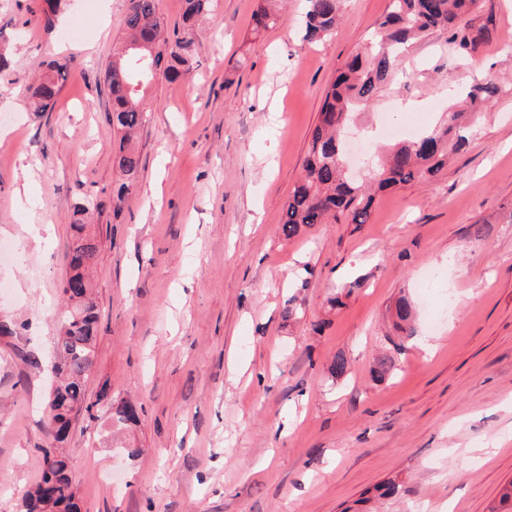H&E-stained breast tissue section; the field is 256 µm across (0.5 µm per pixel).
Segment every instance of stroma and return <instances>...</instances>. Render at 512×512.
I'll return each instance as SVG.
<instances>
[{"mask_svg":"<svg viewBox=\"0 0 512 512\" xmlns=\"http://www.w3.org/2000/svg\"><path fill=\"white\" fill-rule=\"evenodd\" d=\"M260 0H217L195 27L191 70L146 92L140 178L120 206L103 74L129 0H95L82 36L44 28L43 0H0V512H20L50 446L59 291L76 210L99 244V306L86 396L140 408L131 430L80 413L65 442L81 512H490L512 483V0H478L474 42L438 31L410 45L354 120L365 151L417 105L447 122L476 80L500 97L470 145L431 180L380 193L369 223L316 224L284 239L324 92L368 42L387 0H344L329 39H302L306 0L255 30ZM70 76L51 111L20 85L46 61ZM407 297L414 333L393 328ZM299 309L285 321L287 301ZM350 371L332 377L337 352ZM394 368L377 378V357ZM137 456H130V449Z\"/></svg>","mask_w":512,"mask_h":512,"instance_id":"1","label":"stroma"}]
</instances>
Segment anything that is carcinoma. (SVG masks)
<instances>
[{
  "label": "carcinoma",
  "instance_id": "carcinoma-1",
  "mask_svg": "<svg viewBox=\"0 0 512 512\" xmlns=\"http://www.w3.org/2000/svg\"><path fill=\"white\" fill-rule=\"evenodd\" d=\"M343 2L308 0L303 40L332 36ZM214 5L215 0H185L183 31L170 35L157 13V0H129L125 16L128 39L118 48L103 77L112 100V128L121 134L119 151L113 157L114 166L125 179L117 193L119 200L139 179L140 155L132 139L149 121V109L144 103L146 89L159 75L176 80L187 71L198 53L194 24L211 13ZM476 5L477 0H388L370 42L346 64L325 92L320 122L310 134L303 175L283 210L280 231L285 238H294L313 224L342 217L350 224L368 223L374 195L345 170V137L353 118L390 82L399 51L408 42L436 30H447L460 47H466L470 42L468 15ZM278 20L279 16L265 5L259 7L253 18L258 29ZM68 75V65L46 64L38 79L24 87L31 108L36 112L52 108ZM501 91L493 77H484L470 86L466 95L468 107L472 111L483 109ZM461 116L462 113L455 112L448 123L421 132L378 155L372 163L377 189L436 177L447 165L448 155L459 153L469 143L459 123ZM71 229L67 271L61 286L68 310L55 340L57 382L48 403V429L56 443L66 440L72 421L80 412L96 406L105 409L110 426L118 431L139 421L134 404L114 403L106 391L94 402H87L84 383L94 363L99 320L88 270L95 263L98 247L85 225L76 222ZM395 317L396 329L412 335L413 310L407 299L397 301ZM42 454L43 472L39 482L25 494L23 512H78L68 458L53 446L42 449Z\"/></svg>",
  "mask_w": 512,
  "mask_h": 512
}]
</instances>
